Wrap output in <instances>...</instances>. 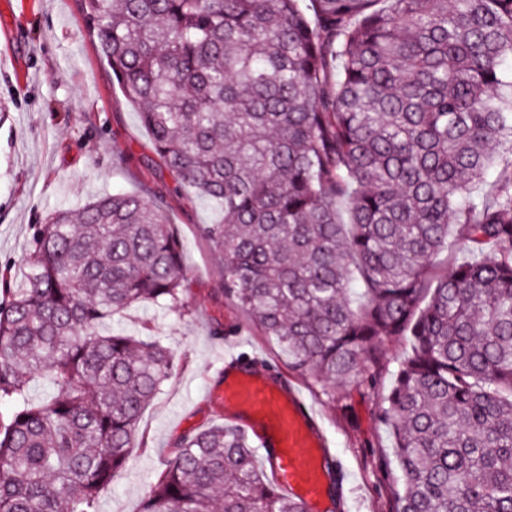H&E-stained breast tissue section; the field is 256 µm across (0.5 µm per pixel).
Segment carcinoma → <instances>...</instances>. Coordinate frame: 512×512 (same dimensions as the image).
<instances>
[{"label":"carcinoma","instance_id":"carcinoma-1","mask_svg":"<svg viewBox=\"0 0 512 512\" xmlns=\"http://www.w3.org/2000/svg\"><path fill=\"white\" fill-rule=\"evenodd\" d=\"M153 148L223 219L224 293L326 384L412 336L378 406L396 512H512V0H82ZM0 275V512H98L173 376L150 336L176 306L162 201L100 196L32 226ZM473 258L441 274L448 240ZM43 376L54 391L35 400ZM141 512H305L246 430L179 438Z\"/></svg>","mask_w":512,"mask_h":512}]
</instances>
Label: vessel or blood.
Returning a JSON list of instances; mask_svg holds the SVG:
<instances>
[{
	"label": "vessel or blood",
	"mask_w": 512,
	"mask_h": 512,
	"mask_svg": "<svg viewBox=\"0 0 512 512\" xmlns=\"http://www.w3.org/2000/svg\"><path fill=\"white\" fill-rule=\"evenodd\" d=\"M215 398L257 437L274 484L301 501L307 512H327L328 469L339 461L302 390L275 383L232 357L224 363V386Z\"/></svg>",
	"instance_id": "1"
}]
</instances>
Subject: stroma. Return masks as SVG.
Wrapping results in <instances>:
<instances>
[{
  "label": "stroma",
  "mask_w": 512,
  "mask_h": 512,
  "mask_svg": "<svg viewBox=\"0 0 512 512\" xmlns=\"http://www.w3.org/2000/svg\"><path fill=\"white\" fill-rule=\"evenodd\" d=\"M0 265L23 268L31 227L58 209L94 197L146 192L163 200L183 246L181 302L145 303L113 317V330L138 333L150 324L177 370L144 411L125 472L99 496V512H140L166 455L191 431L229 422L212 394L230 356L266 362L271 378L298 386L343 464L345 512H393L387 476L396 472L391 435L377 408L412 339L383 340L385 359L367 381L325 384L289 371L288 358L262 336L224 293L218 256L200 236L219 208L176 188L142 125L90 37L81 0H0ZM223 335H216V328Z\"/></svg>",
  "instance_id": "stroma-1"
}]
</instances>
